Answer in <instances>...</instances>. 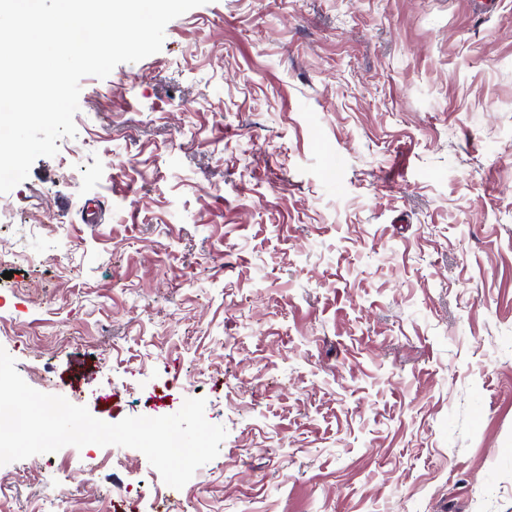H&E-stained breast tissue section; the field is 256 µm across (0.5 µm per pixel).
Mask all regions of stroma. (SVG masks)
Masks as SVG:
<instances>
[{
	"mask_svg": "<svg viewBox=\"0 0 512 512\" xmlns=\"http://www.w3.org/2000/svg\"><path fill=\"white\" fill-rule=\"evenodd\" d=\"M74 121L0 195V347L227 436L180 489L29 457L0 512H512V0H209Z\"/></svg>",
	"mask_w": 512,
	"mask_h": 512,
	"instance_id": "obj_1",
	"label": "stroma"
}]
</instances>
